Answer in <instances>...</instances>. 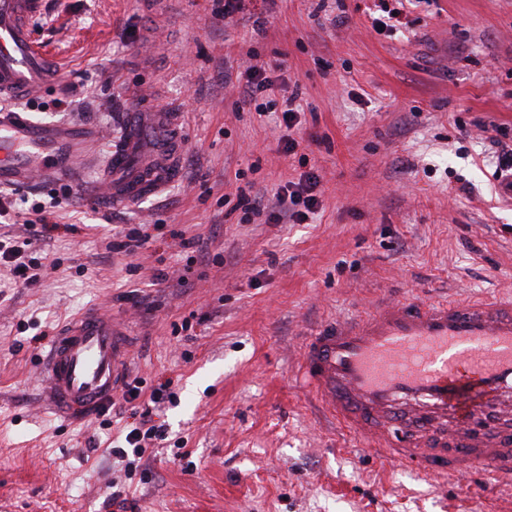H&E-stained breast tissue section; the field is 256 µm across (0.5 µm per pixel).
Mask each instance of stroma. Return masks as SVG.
Returning <instances> with one entry per match:
<instances>
[{
  "label": "stroma",
  "mask_w": 512,
  "mask_h": 512,
  "mask_svg": "<svg viewBox=\"0 0 512 512\" xmlns=\"http://www.w3.org/2000/svg\"><path fill=\"white\" fill-rule=\"evenodd\" d=\"M382 1L397 5L249 0L228 21L216 0H45L33 36L60 82L7 110L74 133L173 112L184 150L178 180L122 208L56 184L0 192V239L39 264L30 285L0 266V512H512L483 469L425 479L379 457L293 379L328 319L512 291V194L481 129L512 138V0H419L401 33L373 30ZM251 51L303 109L294 154L280 106L261 116L224 90ZM306 170L321 176L309 223L247 221L225 200L272 198ZM55 199L56 230L34 235L33 207ZM136 227L141 248L113 249ZM94 304L129 334V380L176 395L120 505V425L62 422L43 394L45 336Z\"/></svg>",
  "instance_id": "1"
}]
</instances>
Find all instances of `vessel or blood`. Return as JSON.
<instances>
[{"instance_id": "obj_1", "label": "vessel or blood", "mask_w": 512, "mask_h": 512, "mask_svg": "<svg viewBox=\"0 0 512 512\" xmlns=\"http://www.w3.org/2000/svg\"><path fill=\"white\" fill-rule=\"evenodd\" d=\"M41 2L0 0V97H34L60 77L56 60L33 47L29 19ZM176 126L170 112L129 113L97 194L124 206L176 180ZM92 164L70 138L0 113L1 187L36 179L78 187ZM45 366L52 410L64 418L91 412L125 380V333L111 313H88L51 339ZM295 379L386 458L451 477L480 466L512 487V293L411 298L330 319L305 339Z\"/></svg>"}]
</instances>
